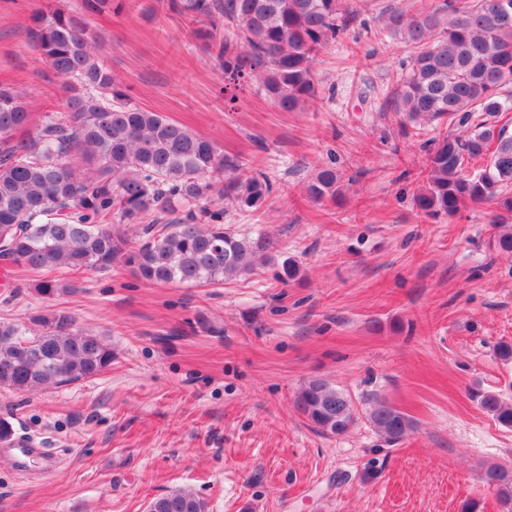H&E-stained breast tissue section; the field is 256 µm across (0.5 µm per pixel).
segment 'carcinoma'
Returning <instances> with one entry per match:
<instances>
[{"mask_svg": "<svg viewBox=\"0 0 512 512\" xmlns=\"http://www.w3.org/2000/svg\"><path fill=\"white\" fill-rule=\"evenodd\" d=\"M116 0H82L70 11L47 0L30 17L28 39L69 92L64 111L45 116L36 136L15 141L32 113L24 92L0 85V256L31 270L104 271L114 264L154 284L210 286L251 273L281 254L267 234L238 236L224 229V210H210L213 196L244 211L262 207L271 192L261 176L241 179L236 160L210 140L158 112L127 102V95L95 52L90 17L114 10ZM342 0H169L171 10L201 24L224 18L231 37L212 45L224 69L225 88L260 76L270 99L291 112L317 98V54L349 23ZM412 52L387 109L419 127L455 120L461 135H434L427 187L415 198L427 215H455L467 202L497 203L512 214V135L481 119L512 112V0H441L423 17L391 16ZM487 156L467 173L470 158ZM333 168L319 170L307 185L319 201L336 192ZM185 214L149 224L133 239L112 229L118 215L135 223L156 213ZM280 280L296 279L300 267L280 259ZM48 302L70 291L55 280L34 286ZM30 335L18 323L0 321V388L42 391L96 378L112 366V346L53 310ZM481 408L512 428V403L476 395ZM298 411L326 435H342L355 423L348 397L335 385L313 379L300 389ZM368 420L389 445L400 443L414 422L383 399L372 401ZM484 484L512 512V467L491 464ZM147 512H209L191 489L153 498Z\"/></svg>", "mask_w": 512, "mask_h": 512, "instance_id": "1", "label": "carcinoma"}]
</instances>
